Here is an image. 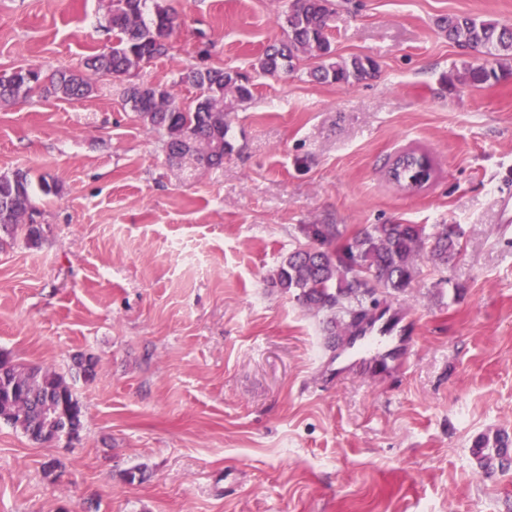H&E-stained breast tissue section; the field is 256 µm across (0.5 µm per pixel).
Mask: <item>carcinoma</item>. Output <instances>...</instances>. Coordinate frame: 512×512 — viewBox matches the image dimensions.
<instances>
[{
  "mask_svg": "<svg viewBox=\"0 0 512 512\" xmlns=\"http://www.w3.org/2000/svg\"><path fill=\"white\" fill-rule=\"evenodd\" d=\"M147 0H112L109 23L112 47L88 58L86 67L98 74L121 77L168 54L170 38L178 26L177 16L154 3V14L145 20ZM336 14V0H289L285 23L288 40L268 46L258 59L265 74L295 71L306 56L319 61L309 72L316 81L354 85L372 77L377 62L370 56L336 58L328 36ZM448 41L459 50L461 70L455 79L470 87H481L512 77V26L471 14L439 19ZM474 51L490 56L496 66L472 65L465 57ZM181 82L199 91L195 105L182 109L166 86L133 84L125 90V103L138 118L165 135L171 158L191 157L204 166L223 162L232 150L227 140L226 110L251 99L244 77L235 71L201 67L187 72ZM93 90L84 75L59 71L45 74L18 67L0 76V101L27 98L36 91L71 100L87 97ZM399 176H415L420 161L428 157L416 150L401 153ZM39 214L27 173L17 170L0 175V232L14 239L24 235L32 246L39 244ZM306 243L281 263L275 284L296 293L308 309L334 315L342 335L357 336L371 323L379 305L378 295L387 296L410 287L416 279L417 260L427 254L441 264L452 262L460 251L462 232L457 224H370L341 246L342 232L336 224H306L301 227ZM83 406L65 378L50 369L13 363L0 358V419L21 429L39 443L58 439L66 428H82Z\"/></svg>",
  "mask_w": 512,
  "mask_h": 512,
  "instance_id": "1",
  "label": "carcinoma"
}]
</instances>
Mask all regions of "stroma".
Returning a JSON list of instances; mask_svg holds the SVG:
<instances>
[{"label":"stroma","instance_id":"obj_1","mask_svg":"<svg viewBox=\"0 0 512 512\" xmlns=\"http://www.w3.org/2000/svg\"><path fill=\"white\" fill-rule=\"evenodd\" d=\"M336 2L337 55L378 64L353 86L310 60L259 70L288 0H165L168 56L80 101L0 102V174L27 172L42 226L0 244V353L64 375L84 410L71 442L0 421V512H512V469L472 453L502 435L512 459V79L459 85L437 25L512 26V0ZM111 6L0 0V73L82 69ZM196 66L252 88L219 167L169 160L124 103L134 82L192 106ZM408 149L433 167L412 193L388 177ZM395 223L460 225V252L387 299L402 370L341 367L329 313L272 280L300 225Z\"/></svg>","mask_w":512,"mask_h":512}]
</instances>
